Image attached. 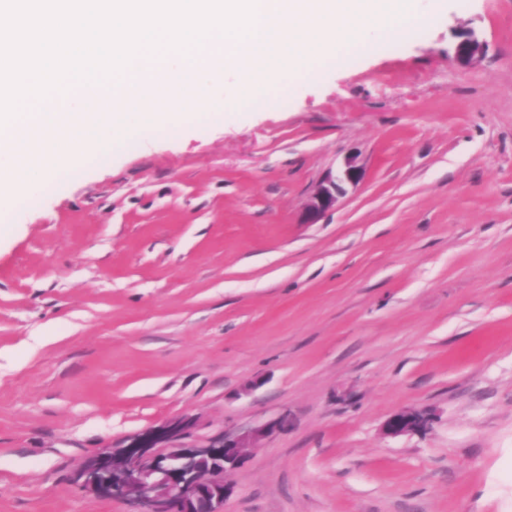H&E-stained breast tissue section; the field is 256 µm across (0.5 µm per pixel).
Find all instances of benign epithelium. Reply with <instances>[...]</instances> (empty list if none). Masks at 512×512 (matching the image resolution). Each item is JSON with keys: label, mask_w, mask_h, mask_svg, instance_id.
Masks as SVG:
<instances>
[{"label": "benign epithelium", "mask_w": 512, "mask_h": 512, "mask_svg": "<svg viewBox=\"0 0 512 512\" xmlns=\"http://www.w3.org/2000/svg\"><path fill=\"white\" fill-rule=\"evenodd\" d=\"M484 44L472 31L463 35L448 53L458 67L476 63ZM364 177L358 156L348 157L342 167L328 173L314 190L306 218L315 223L334 209L347 187ZM434 419L426 411L400 410L390 415L384 429L389 435L425 433ZM279 418L243 436L224 432L202 445L187 442L196 428L189 415L169 419L130 437L118 448L104 447L82 464L76 486L85 493L110 500L129 501L135 512H224L231 493L227 471L246 458L252 444L284 426Z\"/></svg>", "instance_id": "7a95c632"}]
</instances>
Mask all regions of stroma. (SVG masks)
Masks as SVG:
<instances>
[{"instance_id": "obj_1", "label": "stroma", "mask_w": 512, "mask_h": 512, "mask_svg": "<svg viewBox=\"0 0 512 512\" xmlns=\"http://www.w3.org/2000/svg\"><path fill=\"white\" fill-rule=\"evenodd\" d=\"M414 7L395 47L240 104L205 73L208 108L0 197V512H129L77 470L182 414L195 444L288 419L224 512H512V0ZM403 409L431 430L384 434ZM484 52V44L476 34L469 31L463 35L448 53V62L458 67H466L476 63ZM364 173L358 155H352L338 171L326 174L310 198L306 214L308 224L315 223L323 214L334 209L339 198L346 195L347 187L356 186Z\"/></svg>"}]
</instances>
